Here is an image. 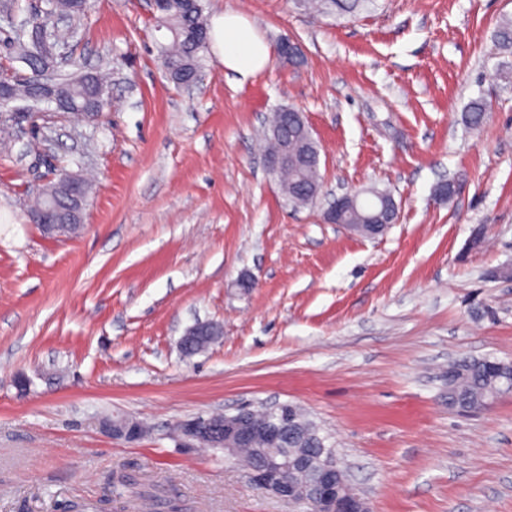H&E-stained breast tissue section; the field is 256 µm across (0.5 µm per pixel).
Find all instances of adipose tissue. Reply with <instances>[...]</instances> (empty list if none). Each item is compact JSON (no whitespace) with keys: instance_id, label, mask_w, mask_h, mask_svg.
I'll return each instance as SVG.
<instances>
[{"instance_id":"adipose-tissue-1","label":"adipose tissue","mask_w":512,"mask_h":512,"mask_svg":"<svg viewBox=\"0 0 512 512\" xmlns=\"http://www.w3.org/2000/svg\"><path fill=\"white\" fill-rule=\"evenodd\" d=\"M211 37L219 62L241 79L256 75L270 61L267 42L242 14L227 12L215 17Z\"/></svg>"}]
</instances>
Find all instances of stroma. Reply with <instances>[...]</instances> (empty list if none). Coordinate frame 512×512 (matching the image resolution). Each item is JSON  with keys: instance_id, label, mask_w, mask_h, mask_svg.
I'll return each mask as SVG.
<instances>
[{"instance_id": "stroma-1", "label": "stroma", "mask_w": 512, "mask_h": 512, "mask_svg": "<svg viewBox=\"0 0 512 512\" xmlns=\"http://www.w3.org/2000/svg\"><path fill=\"white\" fill-rule=\"evenodd\" d=\"M204 4L268 44L299 41L302 64L274 58L242 81L210 50L178 88L150 0H94L66 52L106 76L104 112L43 113L38 164L27 121L0 146V512H146L139 489L176 495L178 512H293L222 449L171 434L283 403L309 414L371 512H512V392L452 411L446 372L512 362V280L494 275L512 265V52L494 42L512 0H374L320 19L295 0ZM278 107L318 141L315 207L285 205L256 145ZM55 171L91 185L68 238L27 216ZM449 177L458 193L437 198ZM372 185L398 206L382 235L324 221ZM199 321L223 334L183 356ZM112 415L152 431L113 438Z\"/></svg>"}]
</instances>
